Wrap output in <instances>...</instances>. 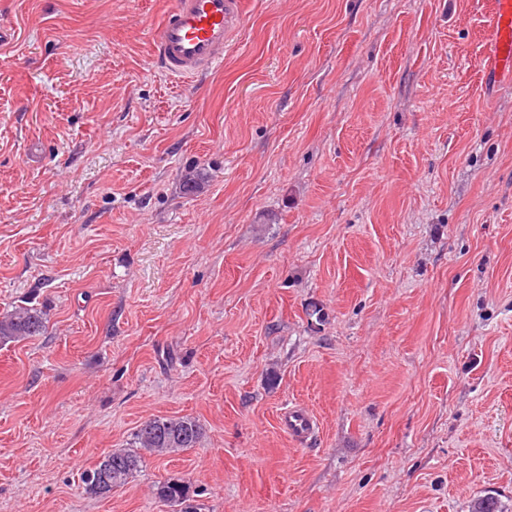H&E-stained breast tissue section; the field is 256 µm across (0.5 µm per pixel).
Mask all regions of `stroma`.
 <instances>
[{"mask_svg":"<svg viewBox=\"0 0 512 512\" xmlns=\"http://www.w3.org/2000/svg\"><path fill=\"white\" fill-rule=\"evenodd\" d=\"M171 2L0 0V311L48 319L0 346V512H173L174 476L204 512H512L490 0H243L191 81L152 61ZM156 416L201 444L85 494ZM280 425L283 430L294 440L302 443L313 434L316 421L308 410L294 406L282 413ZM153 493L157 499L169 504L170 506H182L180 512H197L201 508L186 504L191 501V484L181 477H169L154 485Z\"/></svg>","mask_w":512,"mask_h":512,"instance_id":"stroma-1","label":"stroma"}]
</instances>
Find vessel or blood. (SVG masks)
Returning <instances> with one entry per match:
<instances>
[{
  "label": "vessel or blood",
  "instance_id": "vessel-or-blood-1",
  "mask_svg": "<svg viewBox=\"0 0 512 512\" xmlns=\"http://www.w3.org/2000/svg\"><path fill=\"white\" fill-rule=\"evenodd\" d=\"M494 24L489 33L493 78L512 76V0H492ZM243 17L242 0H173L155 42V62L169 77L191 79L220 65L224 49ZM280 424L294 440L305 442L316 421L295 406L282 413Z\"/></svg>",
  "mask_w": 512,
  "mask_h": 512
}]
</instances>
